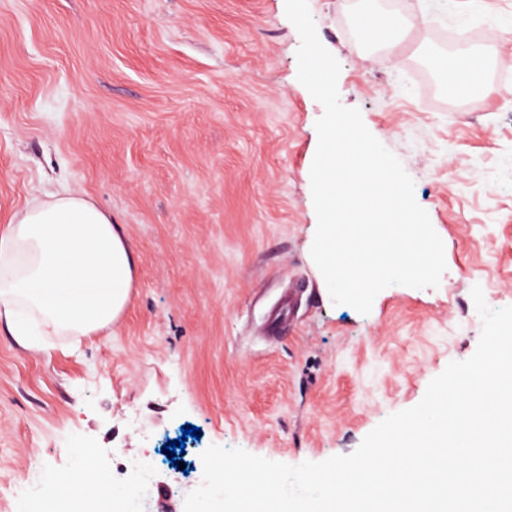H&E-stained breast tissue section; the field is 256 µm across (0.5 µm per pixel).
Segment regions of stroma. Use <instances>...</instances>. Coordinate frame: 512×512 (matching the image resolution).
<instances>
[{
	"label": "stroma",
	"instance_id": "obj_1",
	"mask_svg": "<svg viewBox=\"0 0 512 512\" xmlns=\"http://www.w3.org/2000/svg\"><path fill=\"white\" fill-rule=\"evenodd\" d=\"M308 3L342 105L444 243L438 287L389 286L366 315L333 305L311 257L324 109L285 0H0V222L67 187L138 257L111 329L49 349L0 329V512L56 489L79 446L114 490L149 482V512H184L213 445L293 466L350 454L475 353L474 286L512 306V40L482 42L484 81L457 102L423 23L512 28V0H381L412 24L388 51L358 33L357 0Z\"/></svg>",
	"mask_w": 512,
	"mask_h": 512
}]
</instances>
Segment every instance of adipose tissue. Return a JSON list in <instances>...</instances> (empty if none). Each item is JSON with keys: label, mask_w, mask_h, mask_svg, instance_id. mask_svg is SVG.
<instances>
[{"label": "adipose tissue", "mask_w": 512, "mask_h": 512, "mask_svg": "<svg viewBox=\"0 0 512 512\" xmlns=\"http://www.w3.org/2000/svg\"><path fill=\"white\" fill-rule=\"evenodd\" d=\"M356 25L389 47L401 21L377 0H363ZM427 63L460 98L478 87L488 58L469 47L431 52ZM136 270L137 255L110 214L83 194L47 193L0 225V327L25 348L48 331L88 336L110 328L128 303ZM58 486L73 512H112L113 492L90 467Z\"/></svg>", "instance_id": "1"}]
</instances>
